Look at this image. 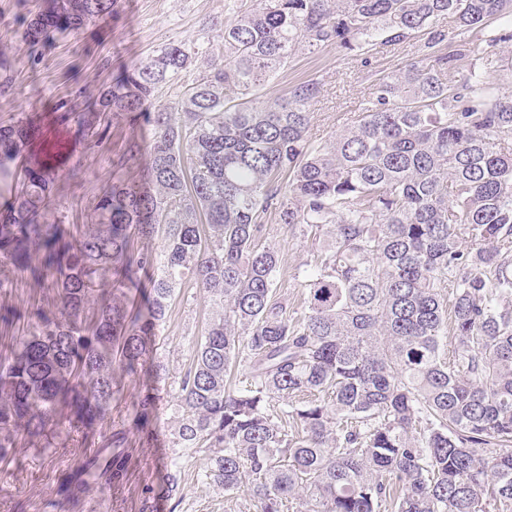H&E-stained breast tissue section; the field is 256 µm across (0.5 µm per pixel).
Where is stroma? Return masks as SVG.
<instances>
[{"label": "stroma", "mask_w": 512, "mask_h": 512, "mask_svg": "<svg viewBox=\"0 0 512 512\" xmlns=\"http://www.w3.org/2000/svg\"><path fill=\"white\" fill-rule=\"evenodd\" d=\"M235 2L116 0L108 19L56 36L33 55L24 37L43 0H0V125L35 115L64 145L45 223H93L97 198L112 181L113 158L131 140L146 142L152 137L150 126H132L118 119L101 146L86 149L76 123H56L62 106L88 111L119 71L146 60L167 43L218 41L220 26ZM442 26L448 31L444 52L465 51L451 72L452 79L474 69L498 86H512V69L502 61V47L488 46L487 30L461 31L448 19ZM419 46L413 40L377 48L366 66L354 53L333 45L313 54L299 53L261 96L269 100L296 83L321 82L323 91L311 107L314 119L308 135L323 143L359 111L376 80L415 59ZM265 224L267 243L279 250L277 294L301 305L313 268V241L288 231L275 217H267ZM60 311L54 289L30 273L11 274L0 288V357L6 355L13 337L32 331L37 314L54 317ZM211 316L210 301L194 281L176 289L156 338V356L167 368L165 376L156 378L148 367L121 376V392L110 414L92 430L62 425L47 449L18 440L8 458L0 460V512H87L93 501L98 502L99 512H258L246 492L228 496L204 478L207 459L203 453L175 444L177 381L190 366L194 346L204 336ZM147 392L155 395L156 409L140 426L134 406ZM119 429L127 432L124 447H100L102 436ZM108 456L122 467L116 487L106 476L86 474L88 462ZM173 476L178 479L174 487L169 484Z\"/></svg>", "instance_id": "obj_1"}]
</instances>
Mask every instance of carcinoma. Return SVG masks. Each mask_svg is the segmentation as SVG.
Segmentation results:
<instances>
[{
	"label": "carcinoma",
	"mask_w": 512,
	"mask_h": 512,
	"mask_svg": "<svg viewBox=\"0 0 512 512\" xmlns=\"http://www.w3.org/2000/svg\"><path fill=\"white\" fill-rule=\"evenodd\" d=\"M112 4L48 0L26 43ZM447 17H497L488 44L512 42V0H238L222 53L176 101L155 93L196 59L181 42L123 68L98 111L59 113L90 148L112 117L153 131L112 161L79 234L42 222L57 144L36 153L30 126L0 125V268L47 282L62 310L0 363V459L21 433L47 448L64 422L103 420L112 363L132 375L153 359L189 279L213 317L178 382L174 435L205 454L210 483L261 512H512V92L474 70L444 81L457 61L442 51ZM420 37L417 59L381 76L328 143L308 138L319 81L255 102L298 52L369 56ZM268 215L326 230L301 311L274 297ZM158 232L159 248L134 249Z\"/></svg>",
	"instance_id": "1"
}]
</instances>
